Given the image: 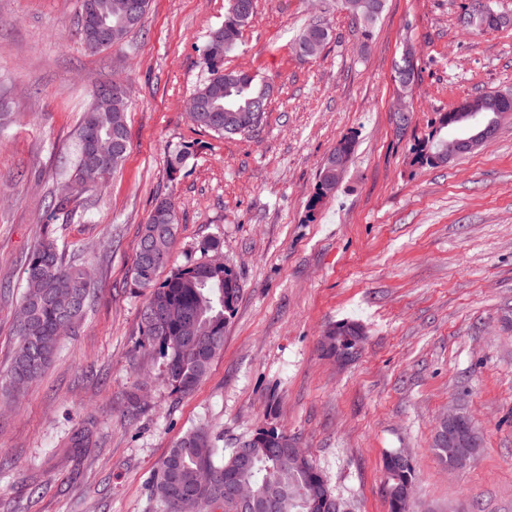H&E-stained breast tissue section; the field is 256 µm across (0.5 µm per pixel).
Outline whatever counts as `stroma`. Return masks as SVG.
I'll return each instance as SVG.
<instances>
[{
  "mask_svg": "<svg viewBox=\"0 0 512 512\" xmlns=\"http://www.w3.org/2000/svg\"><path fill=\"white\" fill-rule=\"evenodd\" d=\"M227 5L150 0L140 27L94 52L78 0H0V378L40 239L79 244L97 282L46 374L17 395L0 385V512H158L147 483L199 425L228 449L263 427L287 432L345 512H388L383 457L399 449L416 471L414 512H512V117L448 164L412 153L461 98L512 90V27L457 23L484 8L512 15V0H385L367 32L339 0H257L224 67L270 83L269 112L259 132L221 137L191 123L187 101ZM313 19L330 36L304 58L294 43ZM408 47L417 77L400 133L394 63ZM115 80L129 91L127 156L104 189L75 195V216L47 218L92 94ZM346 136L357 147L343 180L310 212ZM179 143L194 155L173 175ZM162 197L178 217L170 268L214 238L241 283L224 349L188 395L142 346L149 291L131 279ZM342 320L365 332L351 362L321 348ZM452 414L479 444L457 470L432 449Z\"/></svg>",
  "mask_w": 512,
  "mask_h": 512,
  "instance_id": "stroma-1",
  "label": "stroma"
}]
</instances>
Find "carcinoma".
<instances>
[{
  "mask_svg": "<svg viewBox=\"0 0 512 512\" xmlns=\"http://www.w3.org/2000/svg\"><path fill=\"white\" fill-rule=\"evenodd\" d=\"M101 19L112 27L116 41L124 40L135 26L122 21L115 10L120 0H96ZM341 6L368 27L384 8V0H341ZM256 0H228L224 26L211 31L199 49L200 64L207 72L205 81L194 91L207 104L208 112H197L193 123L217 135H249L258 131L268 110L271 87L242 71L224 70V54L234 48L242 29L251 21ZM459 24L464 29H503L512 26V18L482 10L465 14ZM318 34L327 40L330 32L324 23L313 22L295 41L300 51L306 40ZM407 50L396 70L399 89L413 90L416 69ZM489 110L501 116L512 115V94L494 91L480 95ZM448 127H436L431 137L415 148L417 157L433 166L432 155L443 147ZM129 147L126 113L95 98L86 112L73 149L71 165L74 182L82 188L97 189L122 164L124 156L112 158L114 140ZM193 157L188 144L168 151L169 172L176 173ZM331 159H326L309 210L321 208L340 183ZM177 225L175 204L170 198L156 201L142 228L138 250L131 269L134 285L149 289L139 318L146 346L159 351L165 360L168 384L177 393H192L208 374L215 358L224 348V327L233 315L241 292L238 279L224 283V267L207 262L217 241L207 240L201 247V259L170 272L161 282L158 274L166 266ZM80 248L57 237H48L31 251L26 263V289L15 324L16 342L9 370V382L15 391L24 390L39 379L55 356L61 339L85 317L96 282L88 276L84 264L73 256ZM338 327L349 329L346 335L331 337L330 355L336 345L353 349L351 337L361 334L360 326L343 321ZM260 428L239 446L250 445L247 457L238 449L224 455L216 439L203 426L186 430L159 463L148 484L150 496L163 512H182L184 497L205 499L216 512H330L327 499L335 498L322 472L310 459H300L288 444V434L275 430L271 437ZM383 468L388 486L416 481L413 464L401 462V455L389 452ZM255 489L249 507L224 495V479Z\"/></svg>",
  "mask_w": 512,
  "mask_h": 512,
  "instance_id": "cac0c4a2",
  "label": "carcinoma"
}]
</instances>
